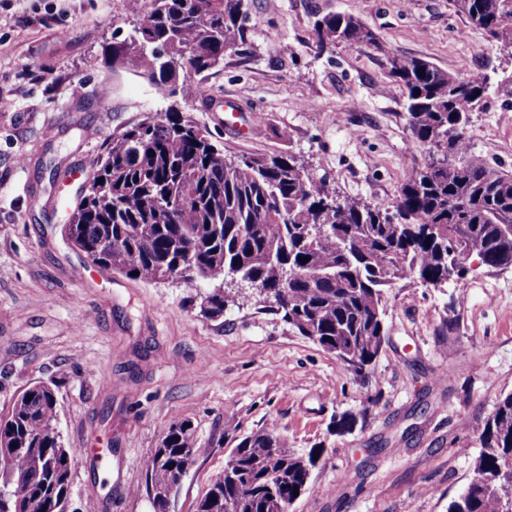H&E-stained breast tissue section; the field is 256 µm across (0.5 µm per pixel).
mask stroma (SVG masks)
Instances as JSON below:
<instances>
[{
  "label": "stroma",
  "instance_id": "1",
  "mask_svg": "<svg viewBox=\"0 0 512 512\" xmlns=\"http://www.w3.org/2000/svg\"><path fill=\"white\" fill-rule=\"evenodd\" d=\"M145 0H0V414L38 381L56 384L59 430L86 449L68 512H154L145 463L169 425L192 421L205 450L171 499L195 512L241 435L277 427L316 450L293 512H448L473 476L479 434L512 392V267L471 264L438 286L385 292L386 343L367 377L226 284L224 315L199 312L204 287L144 283L94 264L61 227L113 136L174 109L206 126L225 157L293 156L343 196L390 202L410 168L404 92L385 50L451 74L484 72L488 107L473 149L512 171V55L491 46L453 0H247L252 46L204 73L203 91L166 97L109 65L113 40ZM358 18L381 49L315 47L327 13ZM233 101L255 128L224 126ZM106 304H99V297ZM356 414L348 432L336 421Z\"/></svg>",
  "mask_w": 512,
  "mask_h": 512
}]
</instances>
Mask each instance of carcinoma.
I'll return each instance as SVG.
<instances>
[{"label":"carcinoma","mask_w":512,"mask_h":512,"mask_svg":"<svg viewBox=\"0 0 512 512\" xmlns=\"http://www.w3.org/2000/svg\"><path fill=\"white\" fill-rule=\"evenodd\" d=\"M453 2L490 45L512 53V0ZM245 14V0H151L129 37L112 43V63L182 95L190 75L216 67L226 48L249 45ZM313 34L320 54L380 48L348 14L318 18ZM387 63L406 97L411 139L428 155L388 204L342 198L291 156L228 160L206 127L171 110L112 137L64 238L92 262L128 277L137 271L145 283L178 276L212 285L200 294L205 317L224 315L226 279L259 284L284 321L329 351H347L362 375L386 335L385 289L446 282L455 258L473 247L487 267H512V172L475 153L467 132L470 114L487 104V75L458 76L395 52ZM57 420L51 382L29 385L0 416V453L13 462L0 473V512H65L77 450L65 446ZM479 441L473 473L493 481L469 482L448 512H512V392L499 398ZM186 448L197 456L202 444L190 420L176 419L146 462L150 498L189 466ZM316 456L284 448L274 426L253 432L196 512H277L274 501L304 491ZM240 485L249 492L237 494Z\"/></svg>","instance_id":"carcinoma-1"}]
</instances>
